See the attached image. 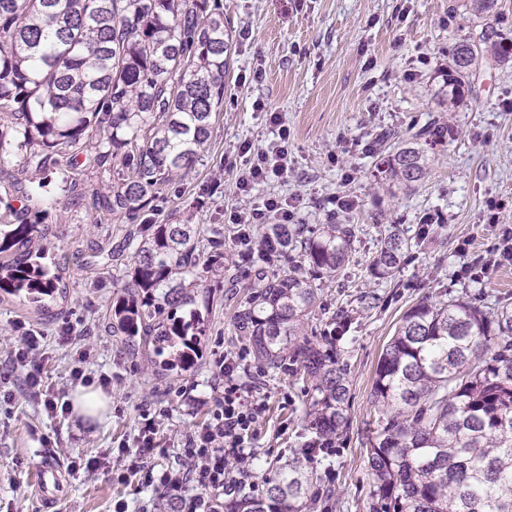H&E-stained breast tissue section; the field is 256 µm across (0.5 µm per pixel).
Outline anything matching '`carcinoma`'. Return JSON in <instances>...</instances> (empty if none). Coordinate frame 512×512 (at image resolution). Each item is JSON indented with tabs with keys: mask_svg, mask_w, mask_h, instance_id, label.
<instances>
[{
	"mask_svg": "<svg viewBox=\"0 0 512 512\" xmlns=\"http://www.w3.org/2000/svg\"><path fill=\"white\" fill-rule=\"evenodd\" d=\"M475 15L497 14V0H467ZM231 47L218 0H0V163L13 148L17 172L0 169L4 196L41 200L55 191L83 197L82 176H112L96 189L99 221L122 218L137 244L129 280L112 306V335L152 337L169 351L156 375L185 366V336L203 332L194 288L200 271L224 277V239L201 259L194 224H139L163 189L208 157L224 102ZM484 56L512 58V46L483 29L455 44L448 103L463 99L470 67ZM446 131L436 123L407 140L384 131L375 140L389 179L406 187L429 173ZM66 175L51 183L58 170ZM0 224V291L32 304L64 291L66 272L40 262L54 235L42 214L6 204ZM269 245L251 257L253 291L235 319L261 367L291 364L316 392L309 412L315 437L338 439L348 426L349 386L333 341L308 337L322 283L349 259L351 224H271ZM408 240L396 226L371 263L395 276ZM300 252L308 275L276 268ZM190 308V320L177 310ZM373 436L365 448L374 479L371 512H512V309L463 297L425 298L412 306L375 370ZM307 465L276 467L265 490L240 485L224 512H304Z\"/></svg>",
	"mask_w": 512,
	"mask_h": 512,
	"instance_id": "1",
	"label": "carcinoma"
}]
</instances>
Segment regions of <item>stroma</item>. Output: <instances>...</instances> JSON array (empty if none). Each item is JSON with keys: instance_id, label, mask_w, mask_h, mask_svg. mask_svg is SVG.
Listing matches in <instances>:
<instances>
[{"instance_id": "1", "label": "stroma", "mask_w": 512, "mask_h": 512, "mask_svg": "<svg viewBox=\"0 0 512 512\" xmlns=\"http://www.w3.org/2000/svg\"><path fill=\"white\" fill-rule=\"evenodd\" d=\"M231 26L230 72L223 113L203 166L173 181L147 212L154 224H201L224 233V280L204 281L195 306L207 331L199 339L193 366L163 379L153 374L155 354L142 343L129 344L112 334V283L128 274L131 250L97 265L87 262L94 243H117L120 222L100 224L88 201L55 195L41 201L57 239L43 263L67 272L68 297L46 308L0 293V346L14 342L16 322L42 332L40 362L47 384L72 400L68 380L72 346L60 339L71 327L82 345L93 348L87 362L92 376H111L112 412L90 421L68 414L53 419L16 391L9 408L0 409V512H47L38 498L32 466L43 454L41 437L54 444L58 466L71 456H98L132 440L141 403L167 407L160 438L166 452L152 457L160 468L176 465L184 431L207 420L206 409L190 415L182 389L210 393L221 354L244 348L235 316L251 284L248 263L234 243L232 211L269 197H299L302 223L327 221L329 198L348 192L358 199L340 216L354 225L356 241L339 277L323 284L310 319L315 335L338 331L337 357L350 386L349 425L335 453L316 454L309 467L314 479L305 512H370L373 479L364 452L369 423L376 414L371 396L379 358L404 313L421 298L466 297L491 307L512 306V260L476 279L463 273L464 239L477 250L500 242L512 231V65L479 64L471 91L448 108V52L459 36H477L483 19L470 14L463 0H222ZM415 79H408V72ZM282 115L275 125L272 113ZM436 122L451 132L435 150L426 178L404 189L377 168L373 147L381 131L409 138ZM288 129L287 175L262 183L243 196L235 182L245 145L264 146ZM440 224H424L430 214ZM398 225L409 242L395 279H378L370 265L389 225ZM267 396L260 433L252 442L255 461L246 479L255 492L265 488L268 465L302 456L312 397L309 384L293 371L261 372L249 377ZM127 512L169 504L138 477L117 481L110 467L66 476V491L54 512Z\"/></svg>"}]
</instances>
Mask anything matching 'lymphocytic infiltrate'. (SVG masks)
Masks as SVG:
<instances>
[{"label": "lymphocytic infiltrate", "instance_id": "lymphocytic-infiltrate-1", "mask_svg": "<svg viewBox=\"0 0 512 512\" xmlns=\"http://www.w3.org/2000/svg\"><path fill=\"white\" fill-rule=\"evenodd\" d=\"M287 138V130L281 129L278 140L244 157L236 181L239 192L250 193L255 185L287 173ZM297 216L296 199L270 197L260 206L236 213L232 221L249 227L274 217L280 223L293 224ZM16 329L19 337L7 350L4 363L0 364V398L11 401L14 388L20 386L47 416H66L68 403L44 381L38 360L41 333L21 323ZM246 357L243 351L224 355L219 364L222 381L219 393L205 397L183 391L188 408L207 407L209 419L206 424L190 427L184 432L182 442L187 461L182 467L158 472L148 465V458L160 450L157 426L166 410L143 404L133 443L123 442L117 447V460L129 462L126 469L117 471V480H126L134 473L144 486L163 489L174 498L181 497L191 485L196 489L191 499L193 512H217L215 503L220 495L235 492L237 487L236 480L227 476L229 467L236 464L247 468L253 463L250 443L266 411L264 397L251 394L241 379L248 371Z\"/></svg>", "mask_w": 512, "mask_h": 512}]
</instances>
